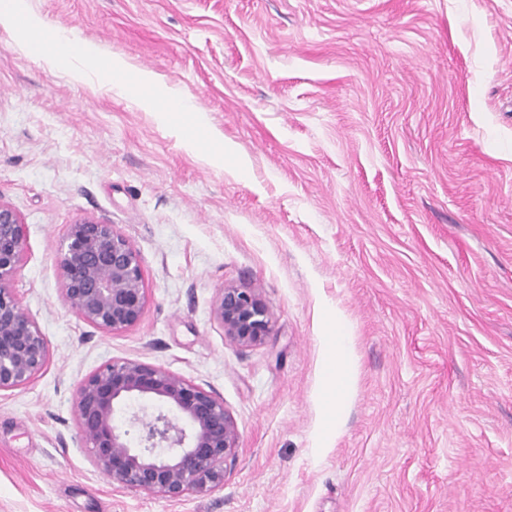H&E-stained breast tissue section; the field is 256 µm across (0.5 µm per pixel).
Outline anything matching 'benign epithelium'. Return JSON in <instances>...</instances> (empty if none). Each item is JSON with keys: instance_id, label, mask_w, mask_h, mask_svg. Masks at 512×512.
I'll use <instances>...</instances> for the list:
<instances>
[{"instance_id": "7a95c632", "label": "benign epithelium", "mask_w": 512, "mask_h": 512, "mask_svg": "<svg viewBox=\"0 0 512 512\" xmlns=\"http://www.w3.org/2000/svg\"><path fill=\"white\" fill-rule=\"evenodd\" d=\"M26 227L0 202V391L28 384L45 367L49 346L8 281L23 259ZM62 300L83 321L108 332L134 325L147 302L136 251L110 224L69 225L60 260ZM216 315L229 340L244 346L272 331L268 309L252 290L221 289ZM130 401L138 411L118 414ZM75 405L94 463L112 483L178 499L224 484L239 431L224 400L182 376L134 360L114 361L84 378Z\"/></svg>"}]
</instances>
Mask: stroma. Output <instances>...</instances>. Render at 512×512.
Listing matches in <instances>:
<instances>
[{"mask_svg":"<svg viewBox=\"0 0 512 512\" xmlns=\"http://www.w3.org/2000/svg\"><path fill=\"white\" fill-rule=\"evenodd\" d=\"M193 96L223 163L159 113L74 81L0 28V201L26 225L10 281L49 343L0 392V512H512V0H26ZM111 225L147 303L116 333L61 298L70 224ZM255 289L272 333L215 313ZM356 382L319 449L326 317ZM135 360L224 401L223 486L113 485L74 404ZM215 311L225 337L239 345L261 344L271 334L272 321L268 309L252 290L222 288Z\"/></svg>","mask_w":512,"mask_h":512,"instance_id":"obj_1","label":"stroma"}]
</instances>
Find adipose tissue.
Returning a JSON list of instances; mask_svg holds the SVG:
<instances>
[{"instance_id":"1","label":"adipose tissue","mask_w":512,"mask_h":512,"mask_svg":"<svg viewBox=\"0 0 512 512\" xmlns=\"http://www.w3.org/2000/svg\"><path fill=\"white\" fill-rule=\"evenodd\" d=\"M0 27L21 34L27 51L46 63L91 62L99 80L111 84L117 93L135 92L139 105L159 111L164 120L178 116L194 125L201 121V110L190 96L163 86L151 72H130L122 60L102 56L90 45L72 38L63 28L47 25L40 18L25 13L19 0H0ZM349 344L346 322L341 316L330 315L324 354L326 420L320 435L325 444L339 428L352 387Z\"/></svg>"}]
</instances>
